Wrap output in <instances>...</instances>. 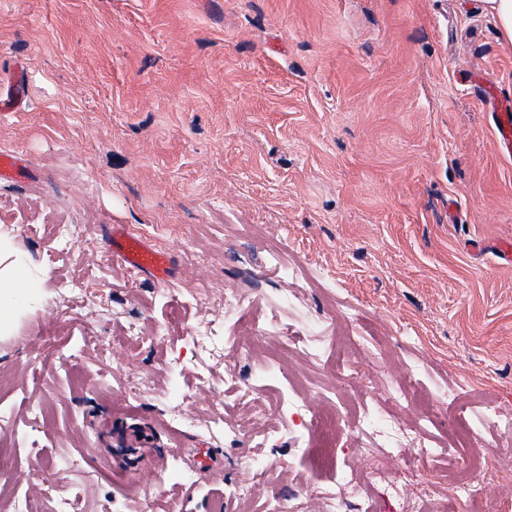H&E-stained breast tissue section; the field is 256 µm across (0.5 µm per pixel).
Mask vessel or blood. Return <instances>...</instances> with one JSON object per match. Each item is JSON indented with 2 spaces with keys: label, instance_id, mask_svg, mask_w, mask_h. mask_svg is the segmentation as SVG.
I'll list each match as a JSON object with an SVG mask.
<instances>
[{
  "label": "vessel or blood",
  "instance_id": "1",
  "mask_svg": "<svg viewBox=\"0 0 512 512\" xmlns=\"http://www.w3.org/2000/svg\"><path fill=\"white\" fill-rule=\"evenodd\" d=\"M27 101V73L24 66H17L8 85L0 87V112L22 111ZM496 118L495 142L499 152L512 154V105L494 101ZM31 171L18 154L0 152V179L21 181L28 179ZM109 251L127 269L137 274H147L157 279L165 278L169 271L170 255L151 246L140 234L127 225L114 224L109 232Z\"/></svg>",
  "mask_w": 512,
  "mask_h": 512
}]
</instances>
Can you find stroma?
Segmentation results:
<instances>
[{
    "label": "stroma",
    "instance_id": "obj_1",
    "mask_svg": "<svg viewBox=\"0 0 512 512\" xmlns=\"http://www.w3.org/2000/svg\"><path fill=\"white\" fill-rule=\"evenodd\" d=\"M21 62L28 106L0 112V152L32 174L0 181V232L48 278L0 334V448L16 499L209 512L218 498L243 512L230 489L259 457L272 470L253 481L251 508L274 512L284 488L327 479L295 455L296 432L275 446L260 434L291 378L334 384L301 390L312 409L340 399L404 424L416 419L399 392L412 372L433 413L423 435L441 450L436 493L445 512H467L448 494L466 455L451 439L487 402L499 424L485 441L512 422V264L468 249L512 240V157L483 92L512 100V42L481 0H0V82ZM112 224L167 251L170 276L111 257ZM275 253L293 268L301 319H333L361 342L364 391L333 383L323 351L296 352L257 407L224 389L240 362L192 356L186 330L205 323L267 359L269 342L225 326L218 298L240 289L263 318ZM131 373L146 397L126 396ZM132 424L155 439L129 465ZM201 444L221 477L188 466ZM382 454L398 486H365L376 462L354 456L359 478L339 493L401 512L417 487L402 468L412 451Z\"/></svg>",
    "mask_w": 512,
    "mask_h": 512
}]
</instances>
